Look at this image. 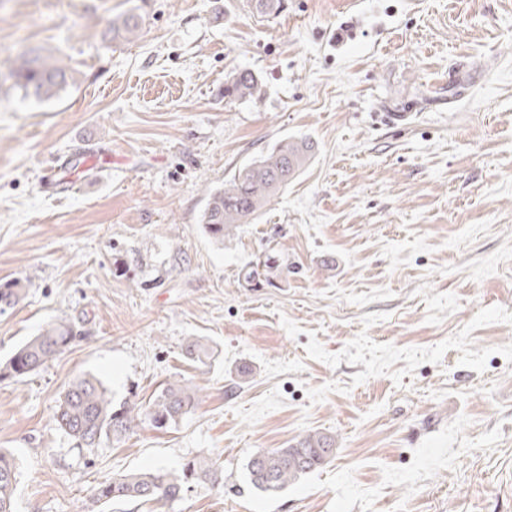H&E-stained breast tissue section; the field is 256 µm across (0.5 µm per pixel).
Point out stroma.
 Returning <instances> with one entry per match:
<instances>
[{
	"mask_svg": "<svg viewBox=\"0 0 512 512\" xmlns=\"http://www.w3.org/2000/svg\"><path fill=\"white\" fill-rule=\"evenodd\" d=\"M352 2L285 0L267 19L247 0H0V51L76 77L41 103L0 87V283L27 286L0 314V362L48 322L82 331L0 381L17 512H154L92 493L195 457L223 489L162 512H512V0ZM133 7L137 40L103 41ZM243 68L259 92L225 99ZM287 137L314 157L212 243L208 193ZM71 154L74 185L55 187ZM268 254L277 269L247 284ZM192 338L209 367L185 359ZM81 374L132 403L183 378L201 402L81 448L53 420ZM314 431L333 458L275 494L249 485L250 458Z\"/></svg>",
	"mask_w": 512,
	"mask_h": 512,
	"instance_id": "stroma-1",
	"label": "stroma"
}]
</instances>
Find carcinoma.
<instances>
[{"instance_id":"carcinoma-1","label":"carcinoma","mask_w":512,"mask_h":512,"mask_svg":"<svg viewBox=\"0 0 512 512\" xmlns=\"http://www.w3.org/2000/svg\"><path fill=\"white\" fill-rule=\"evenodd\" d=\"M284 7V0H252L251 8L261 16H274ZM143 24L137 9L112 18L103 38L131 41ZM19 90L23 97L47 101L75 83L74 70L51 61L37 49L19 53L14 68L0 77ZM260 91L259 77L249 69H240L224 84V97L244 100ZM309 138L284 139L265 155L248 161L224 181V186L207 197L201 224L216 245L233 235L243 224H250L264 207L283 191L316 153ZM26 286L20 280L0 284V313L16 307L24 298ZM76 336V326L69 320L48 323L37 335L22 343L0 365V380L26 377L60 356ZM190 360L207 366L214 357L213 348L197 339L186 347ZM199 404L196 388L183 379L169 381L145 404L124 403L116 408L103 383L92 375L74 380L61 397L54 420L57 426L80 446L94 448L105 439H120L140 423L166 429L190 414ZM336 451L334 438L325 432L308 434L285 448L260 453L247 464L250 484L265 493L283 490L301 476L315 470ZM193 483L224 487V472L205 458H193L176 470L164 467L117 474L99 484L93 501L112 505L129 499L167 504L178 500ZM17 467L14 458L0 451V512H15L14 496Z\"/></svg>"}]
</instances>
